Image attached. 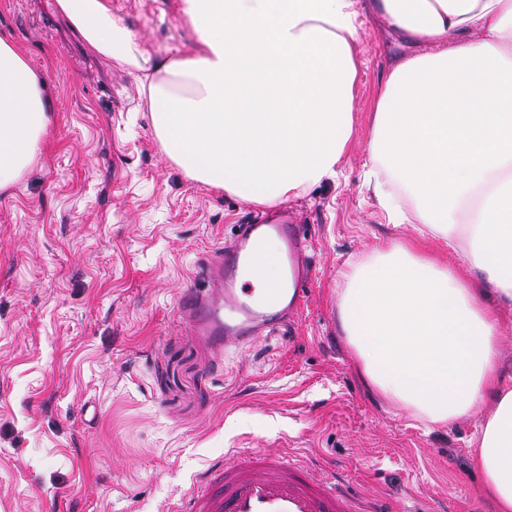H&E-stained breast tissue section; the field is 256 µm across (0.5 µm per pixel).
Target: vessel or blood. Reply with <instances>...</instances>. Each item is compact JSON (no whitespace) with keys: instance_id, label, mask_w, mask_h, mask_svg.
<instances>
[{"instance_id":"1","label":"vessel or blood","mask_w":512,"mask_h":512,"mask_svg":"<svg viewBox=\"0 0 512 512\" xmlns=\"http://www.w3.org/2000/svg\"><path fill=\"white\" fill-rule=\"evenodd\" d=\"M278 239L292 287L279 300L261 297L252 282L254 246ZM298 225L269 222L242 225L232 245L208 269V287L190 289L185 304L193 330L216 353L247 346L277 331L298 312L310 268ZM167 512H388L372 497L342 490L335 476L318 472L285 453L242 448L231 462L201 471L193 486Z\"/></svg>"}]
</instances>
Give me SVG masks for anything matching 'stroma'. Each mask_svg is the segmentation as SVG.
Here are the masks:
<instances>
[{"label": "stroma", "instance_id": "stroma-1", "mask_svg": "<svg viewBox=\"0 0 512 512\" xmlns=\"http://www.w3.org/2000/svg\"><path fill=\"white\" fill-rule=\"evenodd\" d=\"M106 2L140 50L196 53L183 0ZM0 37L52 107L39 159L0 191V512H164L236 448L335 469L394 512H495L470 456L486 411L425 431L363 383L337 325L342 274L375 249L415 241L461 264L460 247L393 223L365 185L375 99L418 46L362 17L342 174L281 201L308 238L305 302L219 359L181 297L258 206L167 156L141 73L89 51L56 0H0Z\"/></svg>", "mask_w": 512, "mask_h": 512}]
</instances>
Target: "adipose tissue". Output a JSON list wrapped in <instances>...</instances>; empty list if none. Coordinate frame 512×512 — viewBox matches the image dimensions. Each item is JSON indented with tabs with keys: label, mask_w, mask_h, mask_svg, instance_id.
Listing matches in <instances>:
<instances>
[{
	"label": "adipose tissue",
	"mask_w": 512,
	"mask_h": 512,
	"mask_svg": "<svg viewBox=\"0 0 512 512\" xmlns=\"http://www.w3.org/2000/svg\"><path fill=\"white\" fill-rule=\"evenodd\" d=\"M96 53L140 71L153 125L187 174L249 204L336 179L353 134L361 15L424 53L394 65L372 115L370 182L380 206L414 205L453 236L458 273L402 243L352 265L339 329L387 402L448 424L491 413L471 460L512 512V379L498 361V309L512 306V0H184L199 49L140 52L105 0H57ZM45 82L0 38V190L41 153Z\"/></svg>",
	"instance_id": "1"
}]
</instances>
